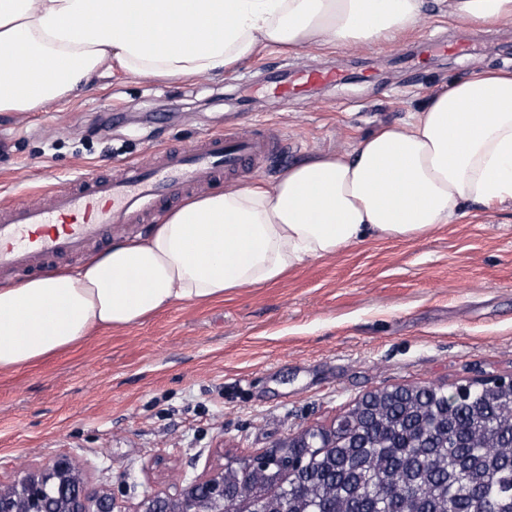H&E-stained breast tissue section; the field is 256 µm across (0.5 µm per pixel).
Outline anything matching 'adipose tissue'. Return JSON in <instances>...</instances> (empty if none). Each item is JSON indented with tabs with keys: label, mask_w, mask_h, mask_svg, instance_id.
Instances as JSON below:
<instances>
[{
	"label": "adipose tissue",
	"mask_w": 512,
	"mask_h": 512,
	"mask_svg": "<svg viewBox=\"0 0 512 512\" xmlns=\"http://www.w3.org/2000/svg\"><path fill=\"white\" fill-rule=\"evenodd\" d=\"M423 0H0V112L68 98L104 70L193 77L269 46L392 42ZM464 23L512 18V0H448ZM33 60L30 68L20 59ZM512 203V71L432 91L402 124L351 151L181 205L143 238L74 273L0 285V372L125 327L175 302L259 288L368 239L412 240Z\"/></svg>",
	"instance_id": "1"
}]
</instances>
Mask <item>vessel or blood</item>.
<instances>
[{"label": "vessel or blood", "mask_w": 512, "mask_h": 512, "mask_svg": "<svg viewBox=\"0 0 512 512\" xmlns=\"http://www.w3.org/2000/svg\"><path fill=\"white\" fill-rule=\"evenodd\" d=\"M336 79L334 70L313 66L274 91L299 95ZM289 148L270 125L247 140L219 131L193 143L159 148L153 167L128 162L109 177L94 172L75 184L55 186L51 207L31 199L0 206V276L49 273L91 246L111 241L113 233L142 223L158 205L224 176L245 173L271 156L287 155Z\"/></svg>", "instance_id": "1"}]
</instances>
